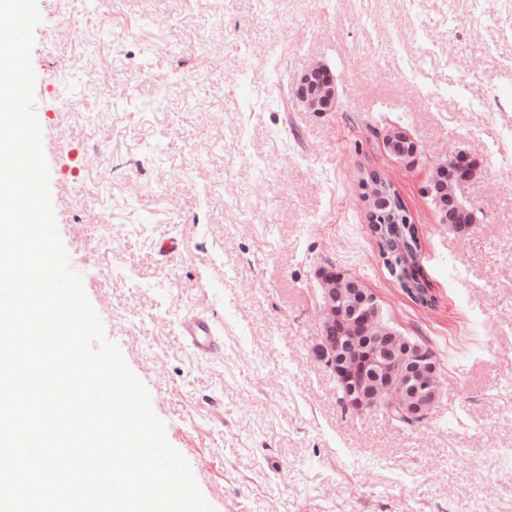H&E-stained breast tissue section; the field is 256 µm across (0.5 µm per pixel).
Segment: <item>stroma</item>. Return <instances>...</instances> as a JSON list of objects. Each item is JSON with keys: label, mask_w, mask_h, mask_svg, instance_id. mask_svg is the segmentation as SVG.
<instances>
[{"label": "stroma", "mask_w": 512, "mask_h": 512, "mask_svg": "<svg viewBox=\"0 0 512 512\" xmlns=\"http://www.w3.org/2000/svg\"><path fill=\"white\" fill-rule=\"evenodd\" d=\"M42 0L37 117L57 228L107 340L147 388L214 512H512V40L502 0ZM495 45L487 53V45ZM336 74L331 112L291 88ZM417 142L408 166L382 144ZM478 165L468 235L439 222L434 166ZM389 177L435 303L390 276L362 207ZM375 293L435 354L411 424L348 410L318 355L319 267ZM211 317L199 356L179 334Z\"/></svg>", "instance_id": "35a3bbf8"}]
</instances>
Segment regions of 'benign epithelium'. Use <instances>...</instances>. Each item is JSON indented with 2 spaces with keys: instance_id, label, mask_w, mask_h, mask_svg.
I'll list each match as a JSON object with an SVG mask.
<instances>
[{
  "instance_id": "obj_1",
  "label": "benign epithelium",
  "mask_w": 512,
  "mask_h": 512,
  "mask_svg": "<svg viewBox=\"0 0 512 512\" xmlns=\"http://www.w3.org/2000/svg\"><path fill=\"white\" fill-rule=\"evenodd\" d=\"M293 95L311 112H332L336 100L335 74L326 64L311 66L299 76ZM475 174L474 163L466 156L457 155L433 167L426 191L432 192L435 185L448 178V187L442 188L441 193L444 194L443 203L452 208L457 201L456 189L469 182ZM364 187L361 202L370 231L375 236L385 239L397 232L399 225L412 223L401 196L385 175L369 172ZM344 277L345 273L332 264L317 270L324 312L319 345L324 365L343 390L344 404L359 413L374 410L362 395V379L374 367L398 377L415 392L420 402L417 409L408 415V421L412 423L423 419L440 393L436 365L428 354L423 355L419 363L409 366L395 349H388L382 354L368 351L362 335L374 317V310L368 307V302L375 301L377 296L354 298L346 289L337 287Z\"/></svg>"
}]
</instances>
